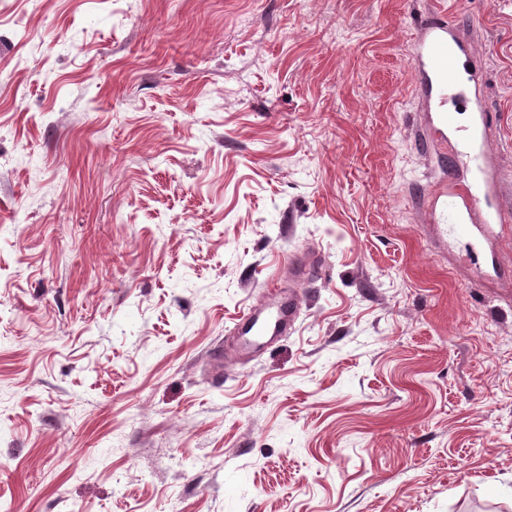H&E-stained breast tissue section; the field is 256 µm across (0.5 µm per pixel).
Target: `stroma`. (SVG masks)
Instances as JSON below:
<instances>
[{
    "label": "stroma",
    "instance_id": "stroma-1",
    "mask_svg": "<svg viewBox=\"0 0 512 512\" xmlns=\"http://www.w3.org/2000/svg\"><path fill=\"white\" fill-rule=\"evenodd\" d=\"M445 12L512 201V0H0V502L512 512V280L424 200ZM294 254L293 329L223 371Z\"/></svg>",
    "mask_w": 512,
    "mask_h": 512
}]
</instances>
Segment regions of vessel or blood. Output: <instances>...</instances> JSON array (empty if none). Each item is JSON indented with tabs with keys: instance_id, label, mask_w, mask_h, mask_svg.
Wrapping results in <instances>:
<instances>
[{
	"instance_id": "1",
	"label": "vessel or blood",
	"mask_w": 512,
	"mask_h": 512,
	"mask_svg": "<svg viewBox=\"0 0 512 512\" xmlns=\"http://www.w3.org/2000/svg\"><path fill=\"white\" fill-rule=\"evenodd\" d=\"M412 62L422 93L437 101L434 116L423 128L425 141L435 144L445 161L466 158L474 173L473 179L461 181L448 172L441 183L430 187L433 221L447 237L465 240L469 253L480 258L479 273L504 276L506 268L499 260L498 243L503 228L512 222V213L498 201L499 177L489 168L484 151L495 117L481 106L471 124L463 125L446 107L449 97L475 84L476 65L445 18L424 27ZM287 267L288 290L267 289L240 317L236 325L238 353L257 348L294 325L297 287L319 278L321 269L299 256L290 257Z\"/></svg>"
}]
</instances>
